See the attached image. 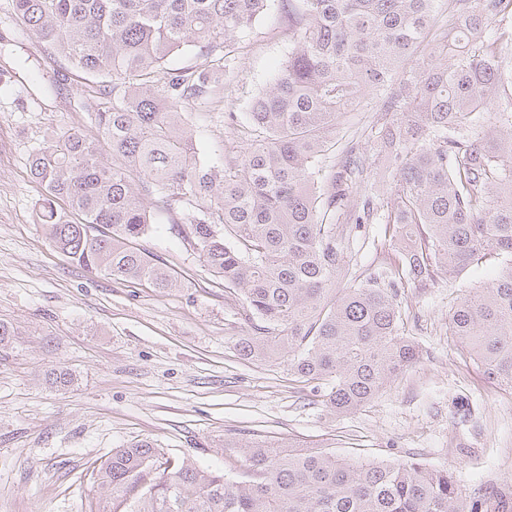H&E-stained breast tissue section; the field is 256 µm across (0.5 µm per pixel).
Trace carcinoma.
<instances>
[{
    "label": "carcinoma",
    "mask_w": 512,
    "mask_h": 512,
    "mask_svg": "<svg viewBox=\"0 0 512 512\" xmlns=\"http://www.w3.org/2000/svg\"><path fill=\"white\" fill-rule=\"evenodd\" d=\"M277 0H12L19 21L76 68L102 79L83 99L97 136L60 133L30 160L35 208L77 265L165 292L173 271L135 247L149 208L186 204L204 267L242 293L258 319L238 350L288 357L295 381L325 383L336 414L377 398L419 357L400 333L395 281L336 283L345 256L336 215L374 218L397 245L399 279L456 276L494 260L497 276L459 297L448 333L512 390V0H288L293 48L248 103L251 143L232 164L199 156L188 115L220 91L229 47ZM207 47L205 62L166 61ZM372 100L390 200L349 208L365 154L326 164L336 121ZM107 145L112 160L104 158ZM64 199L81 216L59 212ZM245 478L166 460L138 441L96 471L98 512H492L453 474L413 460L355 466L321 449L255 440Z\"/></svg>",
    "instance_id": "obj_1"
}]
</instances>
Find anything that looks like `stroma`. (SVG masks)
<instances>
[{
  "label": "stroma",
  "mask_w": 512,
  "mask_h": 512,
  "mask_svg": "<svg viewBox=\"0 0 512 512\" xmlns=\"http://www.w3.org/2000/svg\"><path fill=\"white\" fill-rule=\"evenodd\" d=\"M290 48L287 21L272 13L238 39L223 95L189 117L214 161L246 147V105ZM95 88L0 0V321L15 330L0 350V512H90L104 496L94 466L137 441L235 477L241 456L225 447L229 437L319 446L359 464L411 459L453 472L463 496L512 499V390L448 334L455 299L489 282L496 263L399 286L401 331L419 358L369 405L336 415L322 389L295 382L287 359L241 358L243 300L200 263L189 208L154 210L137 242L176 272L165 292L76 265L37 223L43 189L30 157L51 134L94 135L77 101ZM382 122L370 105L346 113L337 150L369 151ZM339 229L346 280L385 279L394 253L384 225ZM56 367L72 374L70 386L51 384Z\"/></svg>",
  "instance_id": "stroma-1"
}]
</instances>
